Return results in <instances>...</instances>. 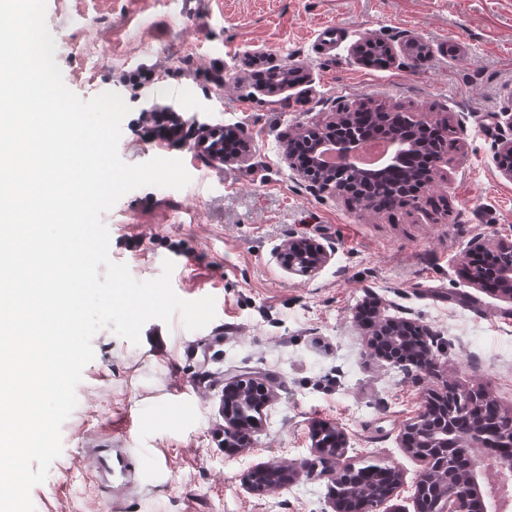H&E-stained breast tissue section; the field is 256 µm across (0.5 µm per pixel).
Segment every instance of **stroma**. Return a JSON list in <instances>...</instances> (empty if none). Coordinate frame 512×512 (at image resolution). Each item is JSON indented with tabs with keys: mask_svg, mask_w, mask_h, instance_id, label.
I'll list each match as a JSON object with an SVG mask.
<instances>
[{
	"mask_svg": "<svg viewBox=\"0 0 512 512\" xmlns=\"http://www.w3.org/2000/svg\"><path fill=\"white\" fill-rule=\"evenodd\" d=\"M47 24L65 85L85 100L111 91L129 106L118 144L126 163L153 157L134 130L145 98L119 80L141 64L160 72L155 99L177 96L185 118L242 127L250 152L190 168L180 190L135 189L103 214L113 262L143 281L172 260L176 294L214 297L226 333L219 341L210 328L186 330L177 316L148 321L136 345L99 331L62 425L63 451L31 490L35 512H104L79 467L100 438L147 452L129 512H332L335 477L319 465L261 495L244 484L254 466L312 458L319 424L343 435L339 467L398 469L390 506L414 512L424 466L400 436L425 398L447 384L479 388L512 410V319L499 317L512 299L475 287L463 268L474 238L512 241V180L494 149L512 135L495 119L512 110V0H196L190 12L180 0H47ZM377 37L395 61L353 55ZM411 38L422 47L414 59ZM215 62L220 86L206 78ZM282 65L297 82L263 92L258 69ZM364 100L453 127L457 148L420 206L356 210L285 162L296 131ZM291 237L322 243L330 262L311 277L288 274L276 251ZM367 303L378 320L428 328L433 374L375 354L358 321ZM241 374L263 378L274 397L231 455L218 441L216 403L219 385ZM103 387L98 412L87 413Z\"/></svg>",
	"mask_w": 512,
	"mask_h": 512,
	"instance_id": "stroma-1",
	"label": "stroma"
}]
</instances>
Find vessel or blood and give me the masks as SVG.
<instances>
[{"mask_svg": "<svg viewBox=\"0 0 512 512\" xmlns=\"http://www.w3.org/2000/svg\"><path fill=\"white\" fill-rule=\"evenodd\" d=\"M141 455V449L120 448L108 439L85 449L86 469L107 495L109 512H125L128 492L141 485Z\"/></svg>", "mask_w": 512, "mask_h": 512, "instance_id": "b4317fda", "label": "vessel or blood"}]
</instances>
